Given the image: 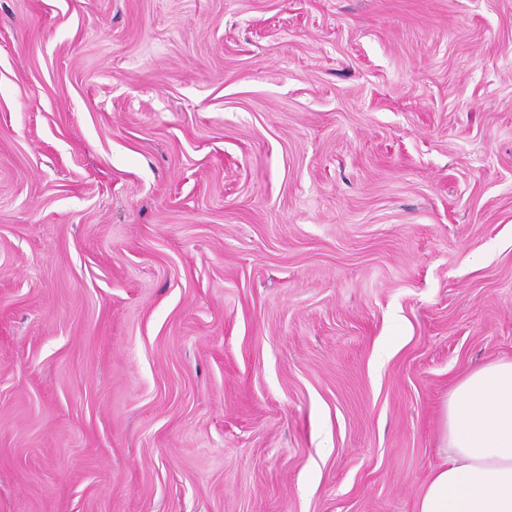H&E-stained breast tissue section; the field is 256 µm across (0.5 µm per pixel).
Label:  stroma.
<instances>
[{
	"label": "stroma",
	"instance_id": "35a3bbf8",
	"mask_svg": "<svg viewBox=\"0 0 512 512\" xmlns=\"http://www.w3.org/2000/svg\"><path fill=\"white\" fill-rule=\"evenodd\" d=\"M512 358V0H0V512H414Z\"/></svg>",
	"mask_w": 512,
	"mask_h": 512
}]
</instances>
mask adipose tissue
Returning <instances> with one entry per match:
<instances>
[{
  "instance_id": "obj_1",
  "label": "adipose tissue",
  "mask_w": 512,
  "mask_h": 512,
  "mask_svg": "<svg viewBox=\"0 0 512 512\" xmlns=\"http://www.w3.org/2000/svg\"><path fill=\"white\" fill-rule=\"evenodd\" d=\"M440 450L414 512H512V360L456 382L443 406Z\"/></svg>"
}]
</instances>
